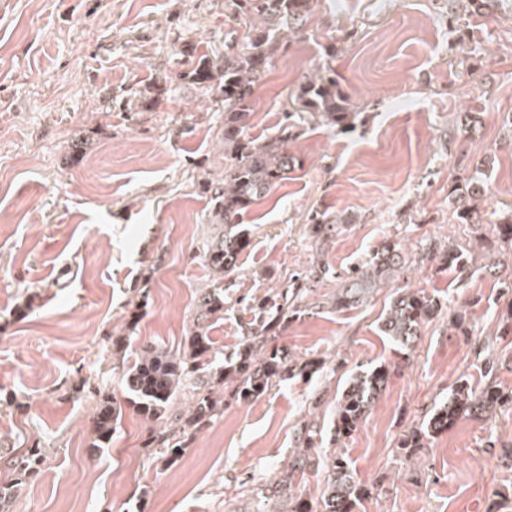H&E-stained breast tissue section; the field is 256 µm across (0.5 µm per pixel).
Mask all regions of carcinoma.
<instances>
[{
  "label": "carcinoma",
  "instance_id": "obj_1",
  "mask_svg": "<svg viewBox=\"0 0 512 512\" xmlns=\"http://www.w3.org/2000/svg\"><path fill=\"white\" fill-rule=\"evenodd\" d=\"M313 0H231L232 9L256 18L260 26H252L247 35V46L239 49L226 44L224 54L190 55V69L185 79L198 91L211 98L224 112V130L221 134L223 168L220 176L206 184L210 207L207 221L213 231L202 243L198 258L211 275L210 285L200 290L195 299V316L186 336L175 350L147 345L134 362L124 369L128 402L147 420L161 426L152 435L151 444L161 448L170 460L177 458L189 437L204 427L224 409V388H232L241 402H249L266 393L277 381L291 374L304 375L312 368H301L292 357L273 344L288 325L294 312L293 302L310 288L309 282L327 274L325 270H309L301 282L286 289L279 301L270 305L261 303V320L249 328L231 357L216 347L211 336L214 326L224 320V274L230 272L241 251L249 244L243 228V218L254 202L264 198L282 181L288 179L296 157L289 152L292 141L288 125H283L274 136L262 140L251 138L247 130L253 115V95L257 83L279 50L282 30L294 35L300 32L308 18ZM303 111L315 115L329 127H353L355 111L349 95L339 88L332 70H322L311 80L301 84L297 93ZM477 170L458 179L451 189L454 200L453 220L461 224L481 221L475 205L484 195L486 186ZM312 234L318 238L342 223L323 212L309 217ZM428 257L443 264L464 270L468 260L465 249L450 245L446 249L435 246L428 249ZM407 259L402 246L393 240H384L369 259L347 272L344 283L335 297L337 308L351 307L364 302L375 288L395 280L406 268ZM441 311V302L428 292L403 288L385 312L380 331L401 349L409 351L422 326ZM388 378V368L353 374L336 402L329 441L349 437L367 416ZM192 390V407L183 409L178 397L185 388ZM512 402L495 385L489 384L476 391L467 383L455 386L436 407L425 425L403 440L402 448L420 447V439L433 438L463 416L480 418L490 409ZM122 408L112 398L99 395L94 421L95 448L107 447L115 431ZM297 448L288 467V474L267 486L260 495L257 512H269L267 502L275 499L288 505L287 512H355L357 504L367 497V488L354 478L344 453L325 448L316 450L322 430L316 423L305 422L294 433ZM15 471L30 474L38 471L46 457L39 448L13 455L10 458ZM312 470L325 472L320 497L312 504L293 495L292 480L297 474Z\"/></svg>",
  "mask_w": 512,
  "mask_h": 512
}]
</instances>
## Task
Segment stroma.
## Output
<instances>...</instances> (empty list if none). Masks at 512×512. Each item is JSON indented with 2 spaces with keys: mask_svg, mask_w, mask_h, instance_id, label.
Listing matches in <instances>:
<instances>
[{
  "mask_svg": "<svg viewBox=\"0 0 512 512\" xmlns=\"http://www.w3.org/2000/svg\"><path fill=\"white\" fill-rule=\"evenodd\" d=\"M229 2L0 0V448L46 455L12 512H255L299 422L328 428L349 377L379 365L391 369L386 386L340 443L371 490L359 512H512V402L460 418L413 457L401 445L458 378L512 391L511 300L483 260L512 206V0L481 17L461 14L459 0H314L255 87L250 129L262 137L295 123L298 161L244 218L251 244L227 276L212 336L234 354L251 302L277 300L298 273L326 266L277 341L316 371L249 403L225 396L172 462L150 445L154 423L128 406L124 365L147 344L176 349L210 280L197 252L224 114L183 80L182 62L187 51L223 52L231 37L245 44L251 21ZM322 67L350 94L353 128L294 109ZM464 112L479 119L465 136ZM478 169L488 175L482 221L453 223L448 193ZM315 210L342 219L319 240L307 224ZM386 237L409 256L396 287L442 303L406 354L379 330L396 287L331 303L346 270ZM448 242L469 250L465 271L424 261L429 245ZM461 310L465 335L449 327ZM488 356L490 379L479 370ZM101 393L123 412L98 449Z\"/></svg>",
  "mask_w": 512,
  "mask_h": 512,
  "instance_id": "1",
  "label": "stroma"
}]
</instances>
